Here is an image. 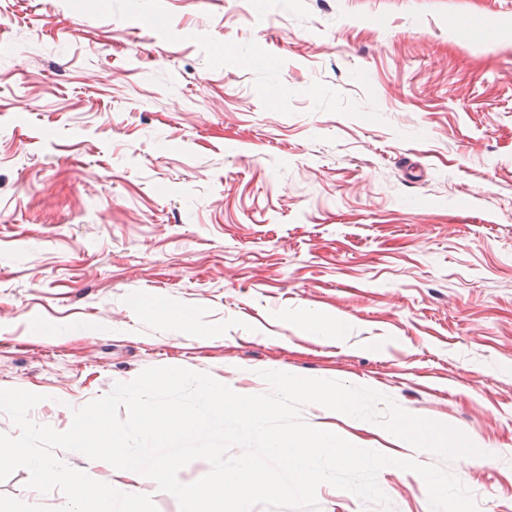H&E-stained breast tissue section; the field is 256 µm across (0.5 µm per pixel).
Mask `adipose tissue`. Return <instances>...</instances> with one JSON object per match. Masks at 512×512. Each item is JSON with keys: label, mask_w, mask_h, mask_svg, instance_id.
<instances>
[{"label": "adipose tissue", "mask_w": 512, "mask_h": 512, "mask_svg": "<svg viewBox=\"0 0 512 512\" xmlns=\"http://www.w3.org/2000/svg\"><path fill=\"white\" fill-rule=\"evenodd\" d=\"M62 441L86 458L84 471L74 475L34 462L30 465V475L37 485L51 481L68 483L72 489L68 512H85L84 507L89 503L94 506L92 512H136L137 485L153 478H167L178 466L177 460L171 459L153 472L142 470L136 452L126 448L122 431L113 425L104 408L77 416ZM102 467L111 470V479L99 475Z\"/></svg>", "instance_id": "adipose-tissue-1"}]
</instances>
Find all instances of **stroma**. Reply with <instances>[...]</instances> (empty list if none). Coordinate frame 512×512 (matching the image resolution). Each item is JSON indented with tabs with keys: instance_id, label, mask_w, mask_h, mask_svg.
<instances>
[{
	"instance_id": "stroma-1",
	"label": "stroma",
	"mask_w": 512,
	"mask_h": 512,
	"mask_svg": "<svg viewBox=\"0 0 512 512\" xmlns=\"http://www.w3.org/2000/svg\"><path fill=\"white\" fill-rule=\"evenodd\" d=\"M157 366L370 388L473 434L492 463L447 469L512 512V0H0V395L37 398L0 405V512H62L30 459L80 473L73 409ZM378 485L320 512H430L414 472ZM146 309L151 314L166 316L180 331H188L192 326L193 316L187 311L175 309L157 302L150 303ZM302 324L313 332H326V335H333L323 337L340 338V335H342L345 330V323L341 319L334 318L333 320H328L318 311L306 312L302 317Z\"/></svg>"
}]
</instances>
